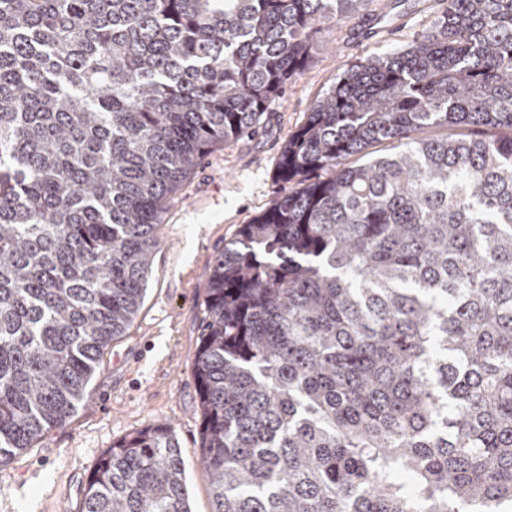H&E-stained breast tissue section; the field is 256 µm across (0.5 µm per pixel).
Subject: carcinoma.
<instances>
[{
  "label": "carcinoma",
  "mask_w": 512,
  "mask_h": 512,
  "mask_svg": "<svg viewBox=\"0 0 512 512\" xmlns=\"http://www.w3.org/2000/svg\"><path fill=\"white\" fill-rule=\"evenodd\" d=\"M365 2L0 0V467L91 401L163 201ZM278 175L203 302L211 512H512V0L344 71ZM77 512H192L174 431L112 445Z\"/></svg>",
  "instance_id": "cac0c4a2"
}]
</instances>
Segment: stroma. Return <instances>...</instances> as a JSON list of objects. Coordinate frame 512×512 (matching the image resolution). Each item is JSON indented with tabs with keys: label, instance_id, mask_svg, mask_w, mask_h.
Returning a JSON list of instances; mask_svg holds the SVG:
<instances>
[{
	"label": "stroma",
	"instance_id": "1",
	"mask_svg": "<svg viewBox=\"0 0 512 512\" xmlns=\"http://www.w3.org/2000/svg\"><path fill=\"white\" fill-rule=\"evenodd\" d=\"M445 6L371 0L337 26L317 25L302 72L258 130L215 146L164 201L160 245L135 321L105 352L92 400L0 467V512H61L79 503L95 463L114 443L158 426L176 433L192 512H210L193 358L213 258L288 191L278 177L282 150L339 74L369 56L404 49Z\"/></svg>",
	"mask_w": 512,
	"mask_h": 512
}]
</instances>
